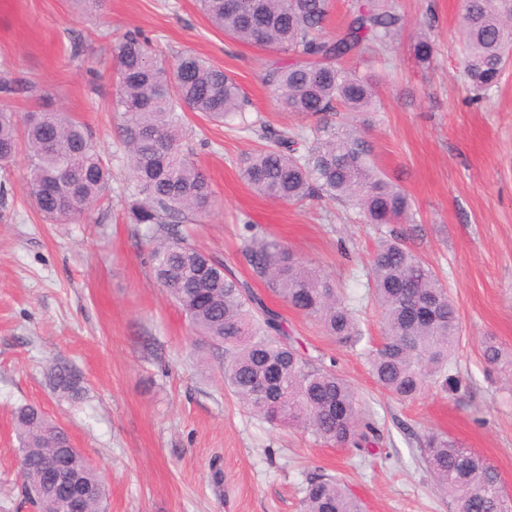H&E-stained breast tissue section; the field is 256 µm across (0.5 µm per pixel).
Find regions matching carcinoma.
<instances>
[{"label":"carcinoma","mask_w":512,"mask_h":512,"mask_svg":"<svg viewBox=\"0 0 512 512\" xmlns=\"http://www.w3.org/2000/svg\"><path fill=\"white\" fill-rule=\"evenodd\" d=\"M197 6L232 39L287 56L264 64L265 83L283 108L319 122L292 136L250 123L245 93L223 68L192 52L167 67L149 38L129 32L111 54L117 81L112 111L121 121L130 172V221L152 242L155 278L195 335L224 347V383L247 409L269 424L301 428L325 443L354 448L377 443L378 429L364 417L354 388L335 369L312 365L280 313L248 281L181 235L180 224L208 215L215 197L183 140L188 112L221 122L238 117L243 128L262 131L261 144L239 161L249 185L283 203L341 201L362 223L386 228L368 271V294L381 329L380 344L364 352L371 374L404 402L435 385L457 390V308L436 270L408 245L407 232L395 229L409 222L408 197L377 166L357 125L324 120L339 107L355 115L377 111L373 75L360 68L377 61L401 16L384 0H353L336 35L325 37L331 0H197ZM459 24L467 84L487 93L512 61V0H463ZM414 52L426 64L434 47L420 38ZM22 150L26 194L44 220L66 224L105 198L111 172L81 122L62 112L35 111L20 130L14 113L1 106L0 171ZM246 230L250 235L243 238L241 253L255 277L289 307L317 320L336 343L355 347L363 339L361 320L330 278L253 225ZM481 355L489 366H512V353L492 338L483 342ZM50 383L68 399L82 396L80 378L66 366L52 369ZM13 421L31 506L71 512L65 494L42 482L43 465L57 457L88 490L87 512H103V477L63 428L36 404L17 407ZM421 452L452 512H512L503 503L498 472L485 458L434 432L424 437ZM302 512L363 510L341 479L316 474L307 483Z\"/></svg>","instance_id":"1"}]
</instances>
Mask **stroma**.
<instances>
[{
    "label": "stroma",
    "instance_id": "1",
    "mask_svg": "<svg viewBox=\"0 0 512 512\" xmlns=\"http://www.w3.org/2000/svg\"><path fill=\"white\" fill-rule=\"evenodd\" d=\"M402 21L372 69L382 103L361 131L379 168L406 192L412 248L439 272L457 306L460 390L430 388L401 402L375 383L355 352L252 280L240 246L260 225L300 260L320 268L355 307L365 346L380 341L367 295L370 256L382 235L355 212L323 200L279 203L237 168L252 131L188 113L186 142L216 195L192 241L263 294L314 365L334 367L358 393L382 438L373 447L317 442L273 427L224 386V351L196 336L156 281L151 244L131 224L126 159L109 48L138 29L163 60L193 52L244 88L248 120L278 130L307 125L282 110L262 80L267 51L214 29L195 0H104L99 13L69 0H0V73L17 91V123L33 110L82 122L112 173L108 200L69 224L31 205L18 155L0 182V512H32L18 474L13 411L39 404L104 477L106 512H300L309 478H341L365 512H452L430 479L420 446L439 431L488 459L512 498V373L485 365L482 342L512 348V66L473 100L463 76L461 0H393ZM433 42L430 67L413 52ZM71 367L80 400L60 397L48 373Z\"/></svg>",
    "mask_w": 512,
    "mask_h": 512
}]
</instances>
